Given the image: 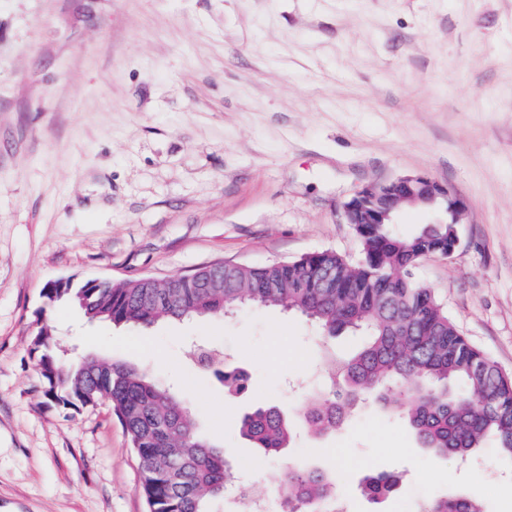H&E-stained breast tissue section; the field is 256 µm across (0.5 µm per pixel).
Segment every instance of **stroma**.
<instances>
[{
	"instance_id": "35a3bbf8",
	"label": "stroma",
	"mask_w": 512,
	"mask_h": 512,
	"mask_svg": "<svg viewBox=\"0 0 512 512\" xmlns=\"http://www.w3.org/2000/svg\"><path fill=\"white\" fill-rule=\"evenodd\" d=\"M425 174L468 204L450 258L414 269L459 329L512 372V0H0V512H147L138 460L108 402L44 395L30 338L47 323L64 365L92 353L170 388L223 448L242 490L277 497V460L238 418L296 414L325 386L309 323L247 306L232 317L117 327L49 282L167 280L322 250L348 259L341 219L359 188ZM250 387L228 397L189 351ZM289 459L335 469L349 512H416L465 489L512 512V463L419 447L370 406ZM401 472L363 497L364 477ZM401 482L402 477L397 473H373L365 477L361 485V492L367 498L377 501L389 496Z\"/></svg>"
}]
</instances>
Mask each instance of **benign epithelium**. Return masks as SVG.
<instances>
[{"label":"benign epithelium","instance_id":"benign-epithelium-1","mask_svg":"<svg viewBox=\"0 0 512 512\" xmlns=\"http://www.w3.org/2000/svg\"><path fill=\"white\" fill-rule=\"evenodd\" d=\"M426 208H443L453 223L466 209L463 199L427 175H409L385 183H372L352 195L342 206L347 224H392L394 209L401 203Z\"/></svg>","mask_w":512,"mask_h":512}]
</instances>
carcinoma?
Instances as JSON below:
<instances>
[{
  "label": "carcinoma",
  "mask_w": 512,
  "mask_h": 512,
  "mask_svg": "<svg viewBox=\"0 0 512 512\" xmlns=\"http://www.w3.org/2000/svg\"><path fill=\"white\" fill-rule=\"evenodd\" d=\"M359 257L313 252L291 262L262 267L223 265L165 281L142 278L119 283H75L62 298L81 304L90 321L115 326H150L163 320L227 316L245 304L297 313L312 323L322 341L343 331L364 338L347 357L325 356L330 384L305 404L302 419L321 438L375 399L410 425L421 447L437 457L464 458L490 443L512 461V375L475 346L448 317L432 289L411 270L429 247L445 244L450 224H427L413 237L388 224H354ZM332 283L316 287L319 272ZM216 279L220 288L204 284ZM39 354L44 394L66 409L107 401L125 429L140 465L141 490L149 512H211L224 496L229 464L223 451L203 438L187 409L142 370L112 361L88 360L63 366L51 330L32 338ZM194 362L222 367L212 350L199 347ZM248 379L224 373V391L240 393ZM241 434L265 455L278 457L292 440L291 421L278 407L259 406L240 420ZM180 474L173 480L169 468ZM397 473L365 477L361 492L372 500L401 484ZM280 512H324L340 497L336 474L283 463L278 476ZM417 512H483L459 489L423 503Z\"/></svg>",
  "instance_id": "carcinoma-1"
}]
</instances>
